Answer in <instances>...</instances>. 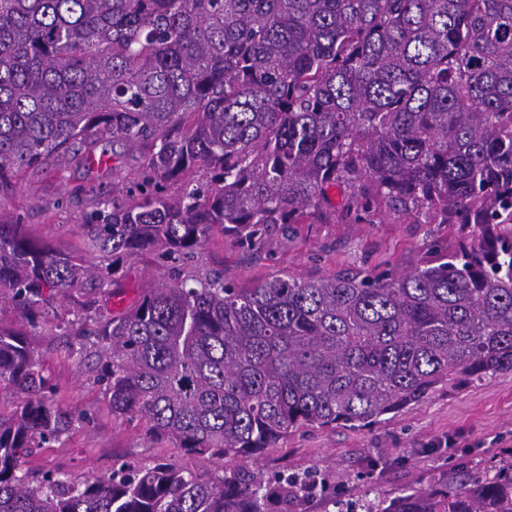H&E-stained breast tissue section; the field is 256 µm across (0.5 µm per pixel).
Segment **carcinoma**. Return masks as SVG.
Instances as JSON below:
<instances>
[{"instance_id": "cac0c4a2", "label": "carcinoma", "mask_w": 512, "mask_h": 512, "mask_svg": "<svg viewBox=\"0 0 512 512\" xmlns=\"http://www.w3.org/2000/svg\"><path fill=\"white\" fill-rule=\"evenodd\" d=\"M110 142L140 151L139 201L82 225L106 270L0 212V296L24 315L78 296L115 418L188 456L256 457L301 426L363 428L512 372V0H0V194ZM204 169L208 178L191 179ZM180 183L177 195L169 186ZM385 209L472 238L410 271L341 269L238 288L152 286L114 315L119 262L216 230ZM30 332L0 325V512H302L308 475L265 481L158 460L80 481L21 470L74 414ZM364 512H512V463Z\"/></svg>"}]
</instances>
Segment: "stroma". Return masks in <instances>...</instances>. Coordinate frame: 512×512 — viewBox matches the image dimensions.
<instances>
[{"label": "stroma", "instance_id": "stroma-1", "mask_svg": "<svg viewBox=\"0 0 512 512\" xmlns=\"http://www.w3.org/2000/svg\"><path fill=\"white\" fill-rule=\"evenodd\" d=\"M138 158L121 157L117 167H87L79 162L62 170H27L14 190L0 196V211L21 216L36 240L62 251L79 248V226L95 194L132 186ZM458 225L423 224L378 213L370 221L331 216L303 224H279L263 231L254 244L214 232L188 254L160 251L123 259L112 279L113 293L133 306L145 288L185 278L221 275L251 288L275 275L301 279L332 275L342 268L408 270L453 250ZM76 299L47 308L36 320V349L44 356L57 400L75 414L61 443L40 449L29 459L33 469L84 479L109 475L113 467L150 465L169 460L197 471L216 472L217 460L189 457L167 441L150 440L139 419H113L97 380L94 350L65 356L56 326L76 321ZM512 459V373H501L461 388L439 384L425 398L387 414L370 427H300L256 458L232 465L270 476L317 472L330 494L356 512L366 501H387L403 490L435 484L456 485L464 470L494 472Z\"/></svg>", "mask_w": 512, "mask_h": 512}]
</instances>
